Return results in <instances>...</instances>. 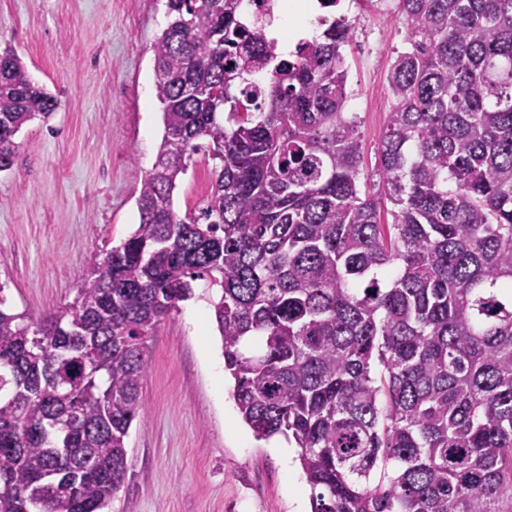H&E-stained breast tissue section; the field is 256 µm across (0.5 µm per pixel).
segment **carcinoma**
Instances as JSON below:
<instances>
[{"mask_svg": "<svg viewBox=\"0 0 512 512\" xmlns=\"http://www.w3.org/2000/svg\"><path fill=\"white\" fill-rule=\"evenodd\" d=\"M361 191L345 17L288 55L242 0H167L158 159L129 237L34 318L0 297V512H111L149 341L205 280L233 397L312 512H512V0H400ZM58 99L0 51V172ZM210 189L183 217L193 155Z\"/></svg>", "mask_w": 512, "mask_h": 512, "instance_id": "1", "label": "carcinoma"}]
</instances>
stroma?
Returning <instances> with one entry per match:
<instances>
[{"mask_svg":"<svg viewBox=\"0 0 512 512\" xmlns=\"http://www.w3.org/2000/svg\"><path fill=\"white\" fill-rule=\"evenodd\" d=\"M348 17L370 49H344L346 109L358 116L364 186L378 195L386 77L407 47V25L373 0ZM166 22L163 0H0V46H12L59 100L48 120L22 127L14 164L0 172L8 306L37 315L69 304L82 273L138 224L136 200L163 136L152 45ZM209 172L206 156L194 155L174 195L178 214L206 198ZM206 289L197 281L195 298L154 331L146 413L130 429L128 475L112 512H310L297 452L282 455L241 419Z\"/></svg>","mask_w":512,"mask_h":512,"instance_id":"obj_1","label":"stroma"}]
</instances>
